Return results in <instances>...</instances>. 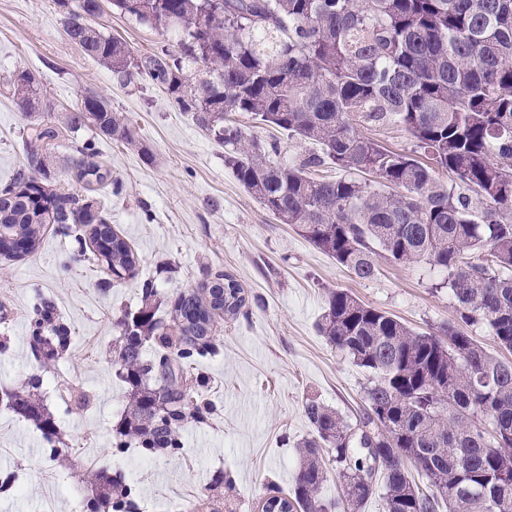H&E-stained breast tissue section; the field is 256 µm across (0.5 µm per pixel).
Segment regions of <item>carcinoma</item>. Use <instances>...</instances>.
Listing matches in <instances>:
<instances>
[{
	"label": "carcinoma",
	"instance_id": "obj_1",
	"mask_svg": "<svg viewBox=\"0 0 512 512\" xmlns=\"http://www.w3.org/2000/svg\"><path fill=\"white\" fill-rule=\"evenodd\" d=\"M68 38L89 58L131 82L147 78L182 112H191L224 146V164L281 223L360 280L376 276V256L400 265L424 263L443 275L455 315L436 332H416L343 289L328 292L322 335L372 374L360 424L309 400L314 428L305 441L291 492L269 497L262 512H360L383 479L386 512H512V360L488 352L473 336L484 329L512 353V0H112L141 25L173 42L135 56L120 39L90 23L98 0H53ZM205 69L186 72L188 63ZM29 117L55 111L27 69L9 83ZM249 114L316 146L300 161L280 158L226 116ZM72 131L91 127L137 142L126 118L88 90L62 115ZM395 124L409 150H394L361 131ZM57 129L37 120L25 163L0 188L13 196L0 236L34 249L45 224L131 277L136 257L100 214L97 201L54 188L50 141ZM330 165L335 177L313 169ZM79 180L112 183L93 143L77 148ZM448 174L443 179L442 174ZM246 306L242 288L218 274L208 299L182 294L170 327L143 307L120 320L117 363L133 388L134 432L143 448L165 455L177 430L208 404L192 400L181 364L145 359L143 340L204 349L215 317ZM68 343L52 304L39 310L34 349L54 357ZM32 379L0 401L41 420ZM336 463L342 503L322 495L323 456ZM424 478L420 487L408 466Z\"/></svg>",
	"mask_w": 512,
	"mask_h": 512
}]
</instances>
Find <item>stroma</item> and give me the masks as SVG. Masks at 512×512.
<instances>
[{
    "label": "stroma",
    "instance_id": "stroma-1",
    "mask_svg": "<svg viewBox=\"0 0 512 512\" xmlns=\"http://www.w3.org/2000/svg\"><path fill=\"white\" fill-rule=\"evenodd\" d=\"M93 26L123 39L133 54L168 35L102 0ZM38 79L56 109L84 91L105 97L133 126L131 146L84 129L60 130L50 167L62 190L85 194L71 160L92 141L122 190L97 192L112 227L138 257L136 274L110 280L92 253L45 225L32 253L0 256V389L39 378L43 408L57 433L0 404V512H85L100 473L120 475L134 512H261L290 490L300 448L314 430L304 404L315 399L348 421L359 418L369 374L319 331L329 289L342 288L418 332L454 317L441 275L426 265L378 259L368 281L352 276L291 224L280 223L224 164V148L158 87L126 85L65 35L52 0H0V186L25 161L30 124L5 88L18 66ZM244 290L247 311L216 320L207 351L185 359L187 378L211 409L185 422L179 449L155 456L130 433L132 387L115 357L118 322L142 307L154 282L159 318L175 298L215 275ZM51 302L71 336L47 361L34 356V311Z\"/></svg>",
    "mask_w": 512,
    "mask_h": 512
}]
</instances>
